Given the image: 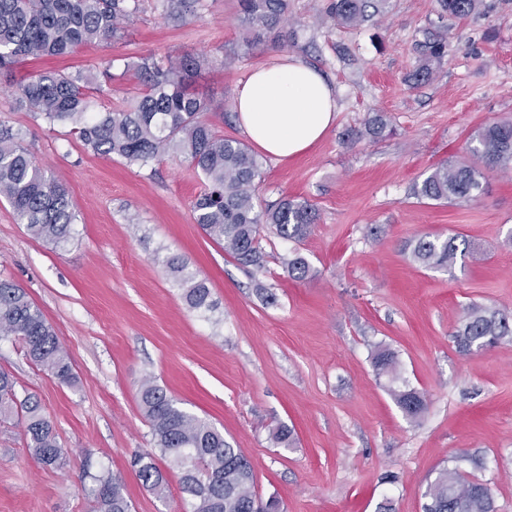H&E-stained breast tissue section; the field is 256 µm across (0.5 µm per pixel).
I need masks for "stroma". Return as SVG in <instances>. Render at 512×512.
<instances>
[{
	"mask_svg": "<svg viewBox=\"0 0 512 512\" xmlns=\"http://www.w3.org/2000/svg\"><path fill=\"white\" fill-rule=\"evenodd\" d=\"M328 0H288V36L245 49L238 0H203L194 18L169 16L161 0H137L121 41L79 47L0 74V120L21 128L47 175L69 191L74 238L56 247L28 235L0 200V275L42 310L72 361L76 385L0 341V371L19 396H34L66 456L60 469L31 457L17 420L0 422V512H91L86 473L121 476L132 512H182L180 470L167 466L159 497L142 485L135 453L153 449L137 392L154 377L180 407L208 420L253 467L254 490L286 512H423L437 471L456 466L487 483L497 512H512V343L459 355L451 334L462 310L479 303L512 312V170L487 172L481 195L446 203L416 186L445 160L467 157L479 128L512 118V0H481L469 17L442 14L438 0H390L384 15L336 27ZM448 36L434 77L415 85L419 42ZM278 54L321 72L339 112L305 153L261 154L256 194L270 203L304 201L319 214L301 242L264 233L266 265L247 272L193 220L200 177L179 155L145 165L94 154L71 127L50 125L17 104L16 84L45 69L96 72L92 109L123 107L144 91L130 64L203 56L194 77L204 119L237 140V83ZM391 134L352 143L373 113ZM431 234L470 245L452 267H418L406 246ZM298 251L315 275L290 280L283 261ZM182 256L206 280L214 306L189 309L166 271ZM269 288L262 300L257 284ZM396 352L400 377L427 411L409 421L388 378L377 376V346ZM285 425L292 447L271 433Z\"/></svg>",
	"mask_w": 512,
	"mask_h": 512,
	"instance_id": "obj_1",
	"label": "stroma"
}]
</instances>
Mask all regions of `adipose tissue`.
<instances>
[{
    "label": "adipose tissue",
    "instance_id": "ef3b65f1",
    "mask_svg": "<svg viewBox=\"0 0 512 512\" xmlns=\"http://www.w3.org/2000/svg\"><path fill=\"white\" fill-rule=\"evenodd\" d=\"M234 110L249 140L278 158L304 153L336 121V92L295 56L252 70L235 90Z\"/></svg>",
    "mask_w": 512,
    "mask_h": 512
}]
</instances>
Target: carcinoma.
Here are the masks:
<instances>
[{"label":"carcinoma","mask_w":512,"mask_h":512,"mask_svg":"<svg viewBox=\"0 0 512 512\" xmlns=\"http://www.w3.org/2000/svg\"><path fill=\"white\" fill-rule=\"evenodd\" d=\"M176 18L197 15L201 0H162ZM388 0H330L328 17L341 28H355L384 12ZM441 9L455 17L473 14L481 0H439ZM245 25V49L268 39H283L281 28L288 12L287 0H239ZM133 11L127 0H0V74L21 59L63 56L94 42L118 40ZM421 65L411 74L415 83L432 79L448 53V37L431 35L419 44ZM207 65L203 56L158 61L143 57L133 63L145 91L133 103L106 112L90 111L84 92L89 84L112 79L110 67L94 73L46 70L20 82L21 106L55 125H68L84 145L103 156L116 155L129 164L145 165L170 151L183 157L203 178L193 219L214 241L224 246L240 265L258 272L265 256L259 247L261 230L268 227L285 241H300L316 222L315 210L305 202L286 197L260 207L256 187L263 163L237 139L225 137L202 119L208 105L192 86L193 77ZM389 124L381 114L365 122L351 139L386 136ZM23 133L0 122V200L9 203L31 236L56 247L70 242L75 206L68 190L46 176L23 145ZM468 161H444L416 189L431 201H471L483 191L484 171L512 167V120L479 129L467 147ZM468 243L457 236L445 239L422 235L407 245L410 260L420 267H447L466 252ZM163 264L180 283L182 296L193 310L213 307L211 291L203 280L185 274L177 255ZM289 278L304 281L311 266L296 254L285 263ZM457 353L474 352L512 342V313L479 304L463 309L452 333ZM22 345L30 361L73 385L76 376L67 351L42 311L26 291L0 277V341ZM373 367L377 376L399 380V361L391 349L378 346ZM12 376L0 371V422L17 418L23 426L32 458L44 468L64 465V453L52 422L31 395L18 398ZM391 395L405 417L416 423L427 409L424 397L413 388L398 386ZM142 412L151 441L159 454L134 456L140 481L162 494L167 477L158 458L168 459L182 471L184 512H282L271 496L256 509L253 469L248 459L224 439L210 423L178 406L155 381L146 377L139 389ZM83 493L94 512H131L122 481L109 474L91 475ZM424 512H494L491 489L468 479L459 467L441 468L426 492Z\"/></svg>","instance_id":"carcinoma-1"}]
</instances>
